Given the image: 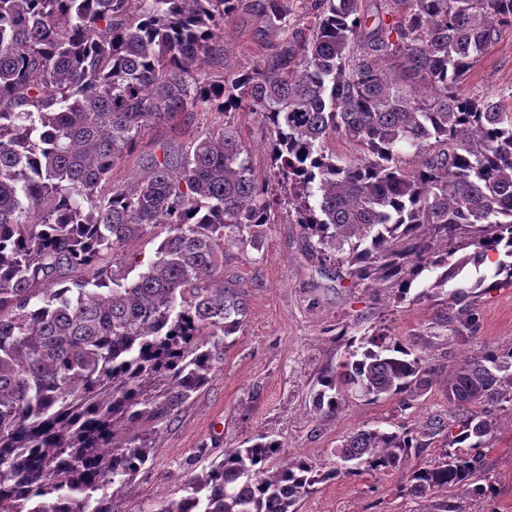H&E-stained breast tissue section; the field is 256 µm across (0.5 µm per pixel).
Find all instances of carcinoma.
Listing matches in <instances>:
<instances>
[{
  "label": "carcinoma",
  "mask_w": 512,
  "mask_h": 512,
  "mask_svg": "<svg viewBox=\"0 0 512 512\" xmlns=\"http://www.w3.org/2000/svg\"><path fill=\"white\" fill-rule=\"evenodd\" d=\"M390 2L387 23L362 0H316L303 27L285 0H0V512H112L154 454L137 430L208 382L248 314L224 278L227 233L254 242L283 206L320 260L390 280L403 299L425 270L436 276L423 293L455 304L512 285V109L458 91L512 26V0ZM242 8L257 38L282 37L228 85L204 66ZM199 110L261 113L288 192L258 180L226 126L108 187L150 124ZM335 133L362 156H337ZM157 227L166 236L136 280L100 264ZM473 327L466 314L451 333ZM436 377L402 340L373 334L321 376L313 404L334 417L355 393L405 409ZM445 386L459 432L412 472L421 499L483 489L493 411L512 407V348L465 358ZM443 432L439 415L425 432L361 429L323 473L258 434L154 512H298L316 484L401 467Z\"/></svg>",
  "instance_id": "cac0c4a2"
}]
</instances>
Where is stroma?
I'll use <instances>...</instances> for the list:
<instances>
[{
  "instance_id": "1",
  "label": "stroma",
  "mask_w": 512,
  "mask_h": 512,
  "mask_svg": "<svg viewBox=\"0 0 512 512\" xmlns=\"http://www.w3.org/2000/svg\"><path fill=\"white\" fill-rule=\"evenodd\" d=\"M256 25L245 10L229 19L222 50L207 58L206 71L229 82L256 66L269 51L253 40ZM460 91L512 107V27L501 28ZM220 124L232 126L247 144L256 176L270 177L269 134L260 114L197 112L152 124L116 161L112 185L124 186L142 175L144 159L162 147L187 146ZM224 273L236 279L248 315L209 382L157 424L150 435L154 459L128 490L114 495V512H152L158 502L180 499L187 477L257 434L280 440L285 453L326 470L335 467L337 448L354 430L397 425L416 430L435 414L454 423L444 387L448 375L468 354L512 348V285L484 289L474 299L477 330L464 341L449 330L448 320L460 308L446 296L400 302L389 284L354 285L340 277L336 265L319 263L300 227L285 220L266 225L257 243L226 247ZM375 333L414 345L437 370L436 384L406 410L393 399L371 403L351 397L335 418L320 417L312 401L317 377L346 357L352 340ZM496 416L500 427L482 449L491 492L446 494L447 500L460 502L463 512H512V412L500 410ZM441 453V442L434 438L400 468L316 484L299 512H436L434 500L412 497L407 488L414 465Z\"/></svg>"
}]
</instances>
